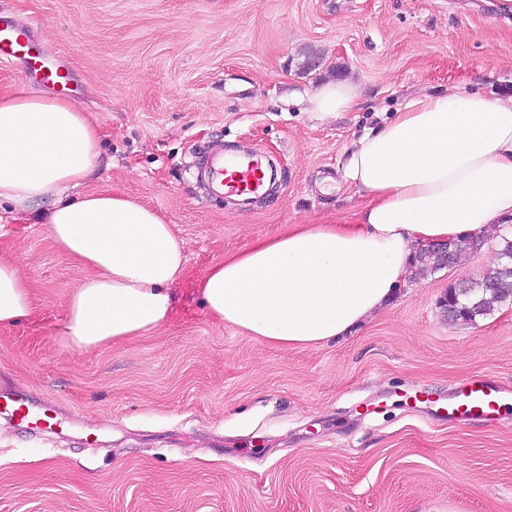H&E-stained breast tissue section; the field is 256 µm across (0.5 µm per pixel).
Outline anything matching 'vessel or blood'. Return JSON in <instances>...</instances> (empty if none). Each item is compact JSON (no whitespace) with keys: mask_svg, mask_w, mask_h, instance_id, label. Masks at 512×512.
<instances>
[{"mask_svg":"<svg viewBox=\"0 0 512 512\" xmlns=\"http://www.w3.org/2000/svg\"><path fill=\"white\" fill-rule=\"evenodd\" d=\"M34 36L21 32L0 19V60H22L27 73L42 86L69 90L74 78L69 69L50 66L40 54H33ZM198 175L216 194L249 202L264 192L265 172L257 153L225 157L222 146H213L199 164ZM512 402V386H505L485 376H469L451 389L438 409L449 421L467 424L486 421L498 414L506 402Z\"/></svg>","mask_w":512,"mask_h":512,"instance_id":"1","label":"vessel or blood"}]
</instances>
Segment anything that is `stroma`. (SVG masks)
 <instances>
[{
	"mask_svg": "<svg viewBox=\"0 0 512 512\" xmlns=\"http://www.w3.org/2000/svg\"><path fill=\"white\" fill-rule=\"evenodd\" d=\"M0 15L73 73L69 100L100 131L78 193L139 199L187 258L171 324L79 351L61 330L88 269L48 225L0 212V254L37 301L0 328V391L56 419L34 431L0 412V512H512V409L463 425L413 401L471 374L512 384V306L472 324L439 308L450 282L497 263L496 231L319 347L214 322L195 292L255 240L356 210L360 194L328 181L408 97L460 80L512 91L498 0H0ZM330 81L354 84L361 109L313 113ZM215 142L270 161L269 194L248 206L206 194L197 150Z\"/></svg>",
	"mask_w": 512,
	"mask_h": 512,
	"instance_id": "stroma-1",
	"label": "stroma"
}]
</instances>
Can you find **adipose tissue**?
<instances>
[{
    "mask_svg": "<svg viewBox=\"0 0 512 512\" xmlns=\"http://www.w3.org/2000/svg\"><path fill=\"white\" fill-rule=\"evenodd\" d=\"M346 81L309 99L355 109ZM100 132L72 103L0 93V204L33 215L89 276L67 298L63 334L86 351L171 322L184 244L171 224L117 190L71 196L94 170ZM343 180L364 196L353 218L295 224L213 264L197 285L205 313L269 344L313 347L375 314L415 251L512 223V96L456 84L405 101L352 145ZM15 258L0 256V327L31 317Z\"/></svg>",
    "mask_w": 512,
    "mask_h": 512,
    "instance_id": "1",
    "label": "adipose tissue"
}]
</instances>
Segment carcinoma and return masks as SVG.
<instances>
[{"label":"carcinoma","instance_id":"1","mask_svg":"<svg viewBox=\"0 0 512 512\" xmlns=\"http://www.w3.org/2000/svg\"><path fill=\"white\" fill-rule=\"evenodd\" d=\"M499 262L477 278H461L448 286V298L453 311L448 317L453 321L473 324L505 305H512V237L499 235ZM458 245L452 244L448 259L436 253L415 256L410 264L411 274L425 277L442 270V263H456Z\"/></svg>","mask_w":512,"mask_h":512}]
</instances>
